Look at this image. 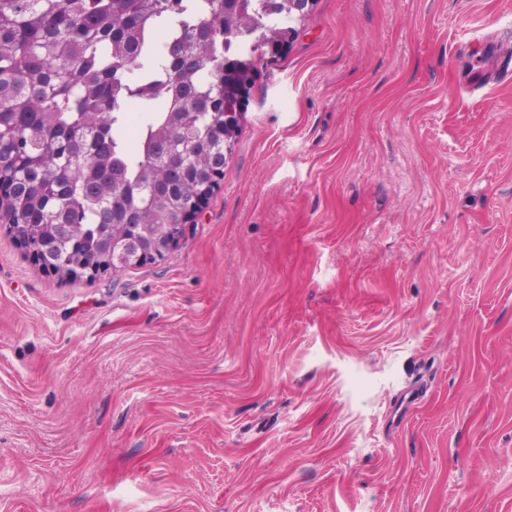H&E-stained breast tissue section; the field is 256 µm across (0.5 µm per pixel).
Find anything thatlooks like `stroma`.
Returning a JSON list of instances; mask_svg holds the SVG:
<instances>
[{"instance_id":"1","label":"stroma","mask_w":512,"mask_h":512,"mask_svg":"<svg viewBox=\"0 0 512 512\" xmlns=\"http://www.w3.org/2000/svg\"><path fill=\"white\" fill-rule=\"evenodd\" d=\"M296 29L164 259L0 228V512H512V0Z\"/></svg>"}]
</instances>
